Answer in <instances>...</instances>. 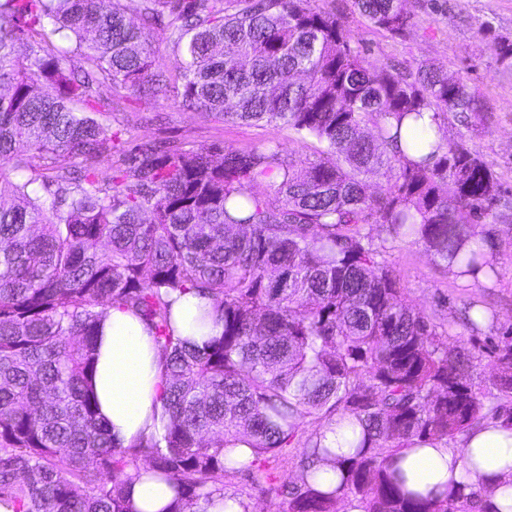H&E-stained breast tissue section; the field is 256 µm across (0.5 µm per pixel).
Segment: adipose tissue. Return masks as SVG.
<instances>
[{
    "label": "adipose tissue",
    "mask_w": 512,
    "mask_h": 512,
    "mask_svg": "<svg viewBox=\"0 0 512 512\" xmlns=\"http://www.w3.org/2000/svg\"><path fill=\"white\" fill-rule=\"evenodd\" d=\"M210 308L209 299L201 295L178 298L173 320L179 335L202 344L207 331L197 319ZM162 376L161 355L145 323L129 311L110 310L100 329L91 383L117 447L162 436ZM391 463L403 471L407 488L422 495L442 500L450 484H461L482 491L490 512H512V427L504 423L472 429L459 447L436 439L400 449ZM127 496L137 512H164L175 493L145 475L128 485Z\"/></svg>",
    "instance_id": "1"
}]
</instances>
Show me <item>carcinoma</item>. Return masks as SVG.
Wrapping results in <instances>:
<instances>
[{
	"label": "carcinoma",
	"mask_w": 512,
	"mask_h": 512,
	"mask_svg": "<svg viewBox=\"0 0 512 512\" xmlns=\"http://www.w3.org/2000/svg\"><path fill=\"white\" fill-rule=\"evenodd\" d=\"M316 2L139 0L134 21L122 0H0V502L13 512H133L125 488L143 471L175 491L169 512H207L228 477L272 480L268 456L288 447L306 470L337 459L341 478L283 483V512H336L345 495L363 512H485L474 491L434 501L389 467L400 448L509 422L512 407L473 389L472 352L408 303L362 230L419 243L458 277L496 276L461 215L492 214L499 179L441 124H481L483 108L435 64L373 68ZM355 4L393 36L411 19L403 0ZM56 38L85 66L68 67ZM128 91L321 148L216 161L136 144L105 167L120 132L101 118ZM191 290L212 302L201 324L221 327L201 347L172 318ZM114 307L146 323L165 366L164 433L134 448L112 444L88 383ZM491 356L492 385L511 395L512 336ZM315 415L321 429L303 436ZM338 429L353 453L322 443ZM239 442L253 455L242 465L227 451Z\"/></svg>",
	"instance_id": "1"
}]
</instances>
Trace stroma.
<instances>
[{"mask_svg":"<svg viewBox=\"0 0 512 512\" xmlns=\"http://www.w3.org/2000/svg\"><path fill=\"white\" fill-rule=\"evenodd\" d=\"M318 4L346 21L353 47L374 67L413 73L423 61H434L475 88L484 104L487 128L468 130L452 117L446 119L445 127L448 138L454 142L465 140L492 167L502 184L501 205L493 217L475 226L493 244L496 278L484 283L457 277L422 245L389 240L375 224L366 225L365 230L381 246L406 299L447 329L449 343L476 353L472 382L480 391L489 392L495 367L486 346L512 329V67L501 64L493 46L497 40L512 44V0H406L411 20L401 37L373 29L358 13L354 0H318ZM109 125L127 130L139 143L215 149L254 147L273 140L284 150L303 157L314 152L313 145L298 143L288 128L214 121L181 111L170 96L147 104L137 94L125 93ZM472 303L494 315L478 334L472 333L465 321V312ZM300 454L297 448L279 452L270 464L274 479L263 486L243 476L226 479V495L248 503L251 512H277L283 498L274 480L279 476L298 480Z\"/></svg>","mask_w":512,"mask_h":512,"instance_id":"35a3bbf8","label":"stroma"}]
</instances>
